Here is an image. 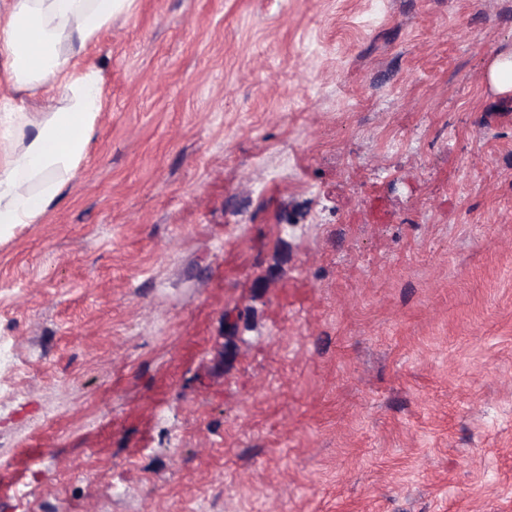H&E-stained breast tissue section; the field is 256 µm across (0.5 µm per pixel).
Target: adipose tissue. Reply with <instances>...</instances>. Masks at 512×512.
<instances>
[{
    "label": "adipose tissue",
    "instance_id": "1",
    "mask_svg": "<svg viewBox=\"0 0 512 512\" xmlns=\"http://www.w3.org/2000/svg\"><path fill=\"white\" fill-rule=\"evenodd\" d=\"M132 0H11L0 11V69L20 88L55 85L68 100L61 112L6 113L0 135V233L35 224L57 199L56 175L74 172L95 134L99 77L73 69L84 47Z\"/></svg>",
    "mask_w": 512,
    "mask_h": 512
}]
</instances>
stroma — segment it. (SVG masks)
I'll list each match as a JSON object with an SVG mask.
<instances>
[{"label": "stroma", "instance_id": "obj_1", "mask_svg": "<svg viewBox=\"0 0 512 512\" xmlns=\"http://www.w3.org/2000/svg\"><path fill=\"white\" fill-rule=\"evenodd\" d=\"M512 0H134L0 237V512H512ZM64 97L0 80V104Z\"/></svg>", "mask_w": 512, "mask_h": 512}]
</instances>
